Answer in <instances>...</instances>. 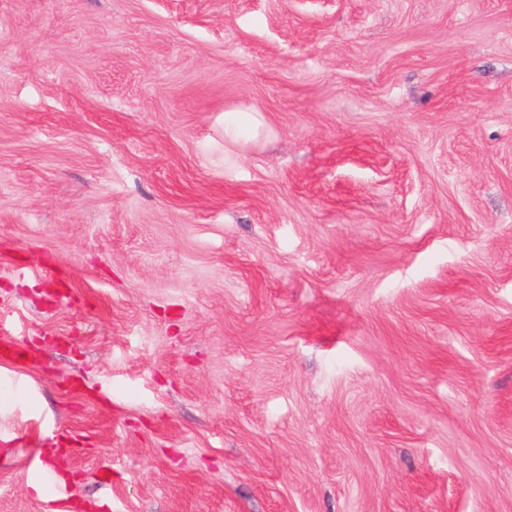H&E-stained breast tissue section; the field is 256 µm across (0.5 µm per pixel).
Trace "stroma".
Returning a JSON list of instances; mask_svg holds the SVG:
<instances>
[{
    "instance_id": "1",
    "label": "stroma",
    "mask_w": 512,
    "mask_h": 512,
    "mask_svg": "<svg viewBox=\"0 0 512 512\" xmlns=\"http://www.w3.org/2000/svg\"><path fill=\"white\" fill-rule=\"evenodd\" d=\"M1 339L0 512H512V0H0ZM265 129L260 112L239 109L224 113V150L257 141Z\"/></svg>"
}]
</instances>
